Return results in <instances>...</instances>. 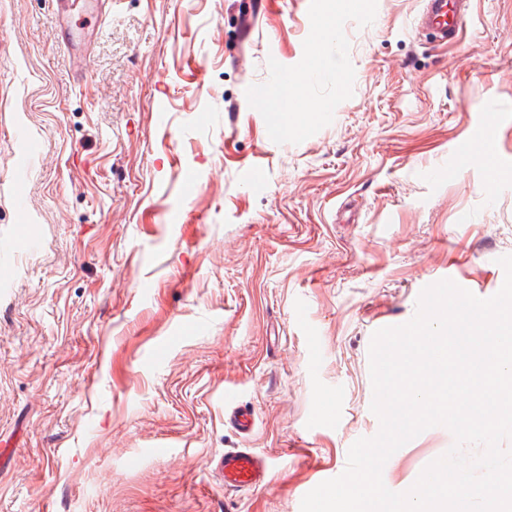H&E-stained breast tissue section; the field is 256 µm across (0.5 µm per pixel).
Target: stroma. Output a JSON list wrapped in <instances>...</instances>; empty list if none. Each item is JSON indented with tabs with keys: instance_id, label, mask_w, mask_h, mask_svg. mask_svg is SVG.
<instances>
[{
	"instance_id": "35a3bbf8",
	"label": "stroma",
	"mask_w": 512,
	"mask_h": 512,
	"mask_svg": "<svg viewBox=\"0 0 512 512\" xmlns=\"http://www.w3.org/2000/svg\"><path fill=\"white\" fill-rule=\"evenodd\" d=\"M244 2L112 0L66 50L53 0H0V512H300L379 430L373 333L439 280L503 285L512 0H473L445 44L415 31L424 0H363L331 34L327 0ZM328 42L308 120L279 127L278 75ZM23 131L44 151L19 169ZM453 443L423 431L389 489ZM228 448L272 461L267 483L224 489ZM239 396L237 392L233 390H225L224 392V408L229 410L225 416L227 417V423L237 427L240 430L247 431L251 427V423L248 420V415L240 410L238 405Z\"/></svg>"
}]
</instances>
